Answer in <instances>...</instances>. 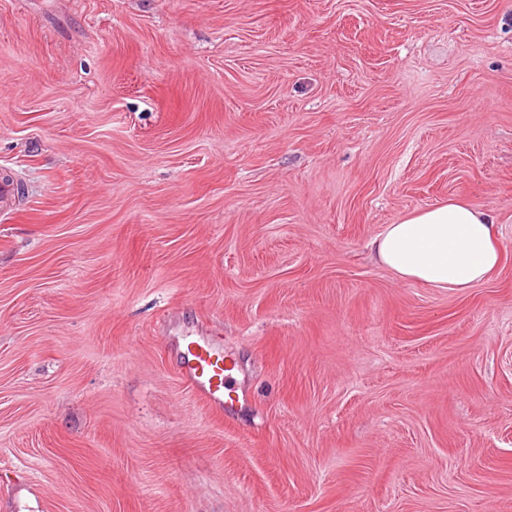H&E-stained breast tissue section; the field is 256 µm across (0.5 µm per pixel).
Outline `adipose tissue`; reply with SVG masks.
I'll return each instance as SVG.
<instances>
[{"instance_id": "ef3b65f1", "label": "adipose tissue", "mask_w": 512, "mask_h": 512, "mask_svg": "<svg viewBox=\"0 0 512 512\" xmlns=\"http://www.w3.org/2000/svg\"><path fill=\"white\" fill-rule=\"evenodd\" d=\"M368 248L396 278L449 291L481 284L501 265L492 216L459 198L385 225Z\"/></svg>"}]
</instances>
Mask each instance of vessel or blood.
I'll return each instance as SVG.
<instances>
[{"label":"vessel or blood","mask_w":512,"mask_h":512,"mask_svg":"<svg viewBox=\"0 0 512 512\" xmlns=\"http://www.w3.org/2000/svg\"><path fill=\"white\" fill-rule=\"evenodd\" d=\"M182 373L197 394L216 410H223L224 392L228 388L230 369L224 354L205 341H192L186 347Z\"/></svg>","instance_id":"1"}]
</instances>
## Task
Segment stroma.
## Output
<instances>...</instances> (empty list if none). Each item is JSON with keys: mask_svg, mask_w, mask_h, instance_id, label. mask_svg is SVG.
<instances>
[{"mask_svg": "<svg viewBox=\"0 0 512 512\" xmlns=\"http://www.w3.org/2000/svg\"><path fill=\"white\" fill-rule=\"evenodd\" d=\"M1 170L0 512H512V0H0ZM451 197L488 281L369 258ZM232 368L224 364V354L205 341H190L184 353L182 374L193 385L197 394L213 408L224 411V405H233L235 398L228 385ZM224 390L228 400L224 402Z\"/></svg>", "mask_w": 512, "mask_h": 512, "instance_id": "35a3bbf8", "label": "stroma"}]
</instances>
